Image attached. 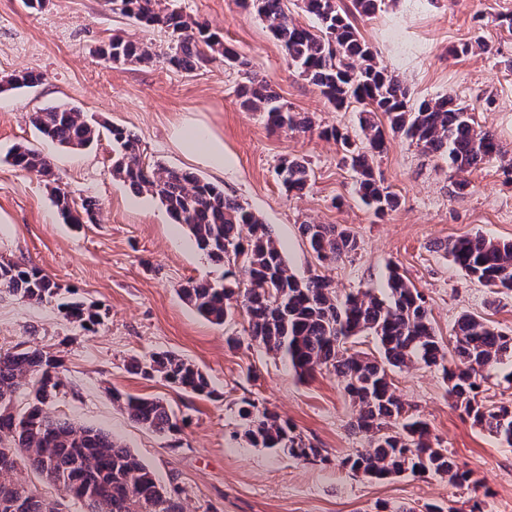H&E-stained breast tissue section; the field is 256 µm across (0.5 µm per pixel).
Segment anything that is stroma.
I'll return each mask as SVG.
<instances>
[{
  "label": "stroma",
  "mask_w": 512,
  "mask_h": 512,
  "mask_svg": "<svg viewBox=\"0 0 512 512\" xmlns=\"http://www.w3.org/2000/svg\"><path fill=\"white\" fill-rule=\"evenodd\" d=\"M192 20L224 37L253 73L270 81L282 101L311 121L308 130L271 131L261 113L242 106L243 78L222 61L185 72L161 62L113 65L99 50L112 35L166 47L168 35L112 12L105 0H49L28 11L21 0H0V261H25L48 274L62 297L96 304L90 327L66 320L56 302L29 303L0 292V351L38 345L60 355L67 385L50 406L53 415L112 433L166 484L184 489L191 512H382L402 505L480 502L483 512H512V447L473 425L448 394L440 369L417 364L393 369L396 393L457 461L473 470L475 489H459L432 473L386 479L353 474L338 458L364 447L350 424L355 407L334 372L298 377L289 364L251 342L243 314L217 325L181 295L191 280L233 287L223 267L199 250L158 199L135 195L113 180L112 140L106 131L84 149L44 139L30 122L47 106L81 109L97 123L135 133L147 161L189 169L223 188L271 228L291 271L323 276L338 296L366 289L387 292L390 268L425 295L437 336L450 340L457 318L470 312L512 330V291L491 293L451 264L440 242L481 235L512 241V0H387L382 11L358 20L363 40L405 81L412 102L452 94L506 158L462 172L456 192L446 159L422 152L398 134L375 155L378 178L397 207L375 215L360 200L341 143L325 138L336 127L359 134L354 110L334 109L316 86L289 70L280 43L265 22L239 0H174ZM482 41L487 51L460 54ZM31 70L41 82L12 88L14 73ZM206 124L223 140L231 164L216 171L177 146L175 132ZM41 150L59 182L13 167L14 146ZM303 158L310 181L300 194L283 189L284 158ZM99 204L94 224L65 223L58 191ZM337 224L358 240L355 254L319 263L301 227ZM172 352L209 376L212 397L181 392L163 378L132 369ZM167 401L182 430L161 437L133 422L113 393ZM258 400L328 454L310 464L280 449L249 443L240 409Z\"/></svg>",
  "instance_id": "1"
}]
</instances>
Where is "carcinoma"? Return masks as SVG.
<instances>
[{"label":"carcinoma","instance_id":"carcinoma-1","mask_svg":"<svg viewBox=\"0 0 512 512\" xmlns=\"http://www.w3.org/2000/svg\"><path fill=\"white\" fill-rule=\"evenodd\" d=\"M286 2L244 0L281 43L295 73L316 86L334 107L360 106L361 143L336 128L324 134L341 142L358 193L374 213L383 214L397 205L396 194L379 183L372 167V157L385 147L388 130L446 158L448 168L457 172L502 155L495 135L475 123L452 96L412 105L408 88L360 39L354 21L373 17L385 0H351L349 7L341 6V0H301L312 25L295 21ZM107 3L112 12L134 19L141 27H160L171 36L163 52L147 41L112 36L101 56L115 65L160 59L192 71L220 59L239 70L248 66L243 56L224 45L221 34L190 20L171 0ZM238 96L245 107L262 113L273 130L293 133L310 126L263 78L248 77ZM380 115L385 121L378 120ZM31 123L44 138L73 149L100 136V130L74 108H43L31 115ZM107 131L112 136V178L136 194L158 198L197 246L225 267L224 275L244 285L234 292L189 281L181 288L187 302L216 324L233 317L239 307L247 318L250 340L287 361L296 373L302 376L325 367L341 378L358 407L351 427L368 437L366 447L341 458V467L375 478L432 472L458 488L477 485L473 472L458 465L432 437L427 423L410 414L395 393L388 370L417 363L442 369L456 407L474 425L512 447V402L483 396L484 383L493 371L509 368L503 379L512 385L511 333L465 313L456 321L451 348H446L433 330L424 295L395 268L389 272L383 298L370 289L340 298L324 278L301 279L288 267L270 227L237 199L224 195V189L191 171L146 162L139 138L123 127L114 125ZM10 163L40 177H57L51 160L35 148L14 147ZM278 175L289 193L302 192L310 177L300 158L283 160ZM56 207L70 224L96 221L97 203L92 199L78 205L61 192ZM302 234L320 262H335L358 248L356 236L335 224H304ZM441 248L485 287L512 290V242L461 236L448 239ZM0 288L35 303L59 295V285L38 267L15 261L0 262ZM57 307L66 319L83 326L99 318L91 304L62 301ZM363 333L380 344L382 360L349 352L346 344ZM138 369L146 376L158 373L197 396L214 394L204 372L172 353H159ZM64 386L61 359L44 348L0 352V512H60V500L15 478L22 464L81 504L83 512H189L183 490L162 484L112 435L46 411ZM113 401L131 420L155 433L180 429L171 406L160 399L116 395ZM240 413L252 445L283 448L306 463L328 461L321 449L267 408L248 400Z\"/></svg>","mask_w":512,"mask_h":512}]
</instances>
